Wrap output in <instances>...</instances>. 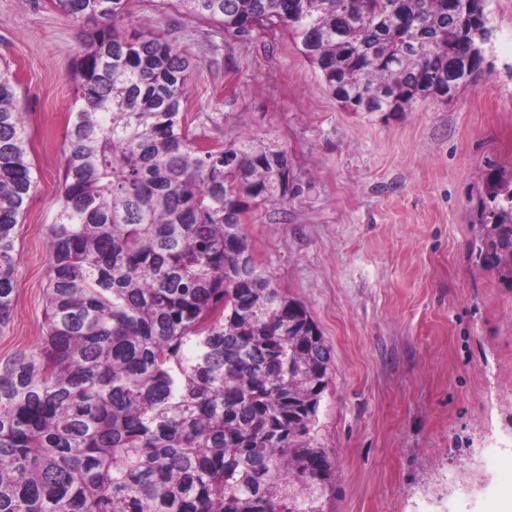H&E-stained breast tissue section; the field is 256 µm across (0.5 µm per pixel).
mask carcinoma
I'll return each mask as SVG.
<instances>
[{
    "label": "carcinoma",
    "mask_w": 512,
    "mask_h": 512,
    "mask_svg": "<svg viewBox=\"0 0 512 512\" xmlns=\"http://www.w3.org/2000/svg\"><path fill=\"white\" fill-rule=\"evenodd\" d=\"M97 29L74 53L46 332L0 365V512H323L313 436L331 354L248 255L247 208L288 200V151L196 143L193 61L129 37L127 0H51ZM228 36L285 28L352 112H404L484 72L473 0H177ZM0 62V327L35 188ZM472 248L512 283V175L485 178Z\"/></svg>",
    "instance_id": "cac0c4a2"
}]
</instances>
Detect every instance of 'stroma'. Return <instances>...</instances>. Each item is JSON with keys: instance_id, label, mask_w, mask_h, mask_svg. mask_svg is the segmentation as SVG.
Returning a JSON list of instances; mask_svg holds the SVG:
<instances>
[{"instance_id": "35a3bbf8", "label": "stroma", "mask_w": 512, "mask_h": 512, "mask_svg": "<svg viewBox=\"0 0 512 512\" xmlns=\"http://www.w3.org/2000/svg\"><path fill=\"white\" fill-rule=\"evenodd\" d=\"M126 9L121 31L163 35L197 57L182 112L201 143L288 152L287 202L250 208L241 231L330 349L314 431L336 454L323 512H500L512 488V287L470 248L488 167L512 169V0H489L482 76L451 98L372 113L344 108L286 31L228 36L176 0ZM94 29L49 0H0V59L37 182L0 363L45 332V226L75 99L69 74Z\"/></svg>"}]
</instances>
